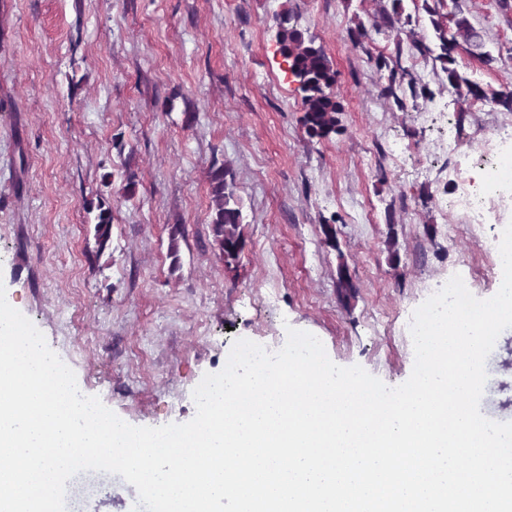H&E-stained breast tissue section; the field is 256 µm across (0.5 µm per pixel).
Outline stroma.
<instances>
[{
	"instance_id": "stroma-1",
	"label": "stroma",
	"mask_w": 512,
	"mask_h": 512,
	"mask_svg": "<svg viewBox=\"0 0 512 512\" xmlns=\"http://www.w3.org/2000/svg\"><path fill=\"white\" fill-rule=\"evenodd\" d=\"M388 0H0V284L85 395L133 426L185 423L193 390L220 372L235 339L279 351L312 333L342 367L387 386L413 369L410 323L432 282L461 276L488 299L498 243L475 242L439 205L456 172L512 112L459 96L413 40L435 42L422 0H403L414 36L383 18ZM500 60L459 64L486 90L512 92V10L462 0ZM296 16L338 72L341 131L309 140L301 96L277 54L275 18ZM364 23L368 36L348 32ZM400 60L432 98L396 96L377 56ZM456 129L453 153L436 151ZM230 165L246 247L226 267L208 224V173ZM130 171L125 199L105 172ZM112 208L98 250L86 199ZM335 225L338 248L324 244ZM183 228L180 267L169 235ZM356 286L342 298L337 266ZM480 411L512 422V328L487 358ZM121 476L82 472L67 512H133Z\"/></svg>"
}]
</instances>
